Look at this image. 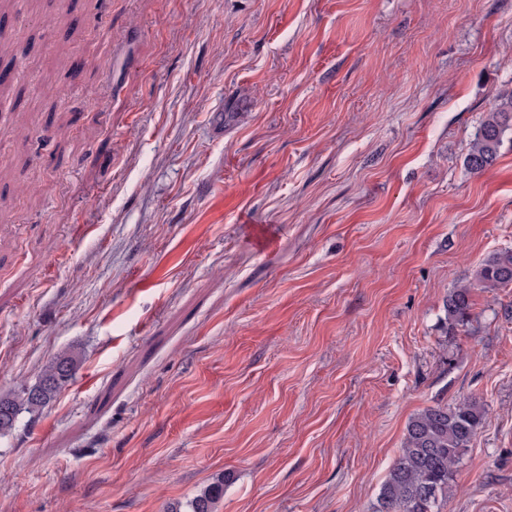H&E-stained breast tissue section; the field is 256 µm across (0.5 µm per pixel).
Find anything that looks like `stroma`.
<instances>
[{"instance_id": "obj_1", "label": "stroma", "mask_w": 512, "mask_h": 512, "mask_svg": "<svg viewBox=\"0 0 512 512\" xmlns=\"http://www.w3.org/2000/svg\"><path fill=\"white\" fill-rule=\"evenodd\" d=\"M0 512H375L409 420L485 422L441 512H512V0H0ZM512 131V94L500 96L499 103L481 120L466 158V167L481 173L493 166L507 131ZM474 288L484 291L512 288V248L489 256L476 272V284L458 285L448 294L444 303L445 317L441 319L446 335L455 334L468 323ZM77 367L76 355L62 352L45 366L36 384L0 395V435L10 432L23 413L33 414L44 408L73 379ZM34 390L40 393L32 396ZM222 496H224V480L218 479L189 501L187 512H215V505Z\"/></svg>"}]
</instances>
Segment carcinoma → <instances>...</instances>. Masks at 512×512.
I'll return each instance as SVG.
<instances>
[{"label":"carcinoma","mask_w":512,"mask_h":512,"mask_svg":"<svg viewBox=\"0 0 512 512\" xmlns=\"http://www.w3.org/2000/svg\"><path fill=\"white\" fill-rule=\"evenodd\" d=\"M512 131V94L481 120L466 158V167L481 173L493 166L507 131ZM476 288L497 291L512 288V248L489 256L476 272V284L458 285L444 303L443 329L454 334L464 327ZM77 357L62 352L44 368L39 381L10 395H0V435L11 431L19 416L44 408L73 379ZM39 391L33 395V391ZM485 417L483 405L465 399L454 405L436 403L410 419L398 459L381 487L375 512H439V501L448 498L463 452L470 447ZM224 496V480H216L189 501V512H214Z\"/></svg>","instance_id":"cac0c4a2"}]
</instances>
